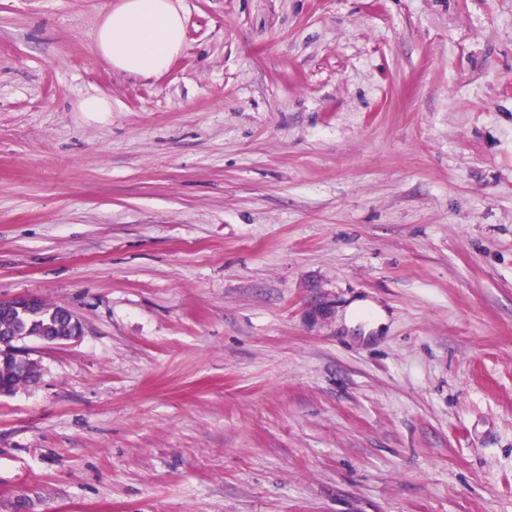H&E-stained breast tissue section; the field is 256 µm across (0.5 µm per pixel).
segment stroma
Segmentation results:
<instances>
[{
    "mask_svg": "<svg viewBox=\"0 0 512 512\" xmlns=\"http://www.w3.org/2000/svg\"><path fill=\"white\" fill-rule=\"evenodd\" d=\"M111 2L0 0V512H512V0ZM107 7L94 50L119 72L157 77L184 43V16L174 0H118ZM34 297H15L8 301L17 309L29 303ZM3 302V300H2ZM1 302L0 308V341L11 339L44 337L53 341L58 337L70 336L73 330L72 319L61 313L60 306H54L40 299L32 305H26L23 313L16 308H8ZM37 374L38 369L34 362H28L24 368H20L11 360L0 358V385L6 387L10 392L20 384L35 379ZM1 387L0 394L2 395L7 392V389Z\"/></svg>",
    "mask_w": 512,
    "mask_h": 512,
    "instance_id": "obj_1",
    "label": "stroma"
}]
</instances>
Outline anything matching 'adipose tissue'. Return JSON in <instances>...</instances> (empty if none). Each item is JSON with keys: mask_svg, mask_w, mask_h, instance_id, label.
<instances>
[{"mask_svg": "<svg viewBox=\"0 0 512 512\" xmlns=\"http://www.w3.org/2000/svg\"><path fill=\"white\" fill-rule=\"evenodd\" d=\"M184 43V16L175 0H117L98 27L94 50L117 71L156 77Z\"/></svg>", "mask_w": 512, "mask_h": 512, "instance_id": "adipose-tissue-1", "label": "adipose tissue"}]
</instances>
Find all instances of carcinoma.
I'll return each instance as SVG.
<instances>
[{
    "mask_svg": "<svg viewBox=\"0 0 512 512\" xmlns=\"http://www.w3.org/2000/svg\"><path fill=\"white\" fill-rule=\"evenodd\" d=\"M72 319L61 313V307L38 299L25 307L24 312L16 308L0 307V341L11 339L40 338L54 340L72 333ZM38 374L35 363L29 362L21 368L9 359L0 358V385L14 391L19 385L27 383Z\"/></svg>",
    "mask_w": 512,
    "mask_h": 512,
    "instance_id": "cac0c4a2",
    "label": "carcinoma"
}]
</instances>
